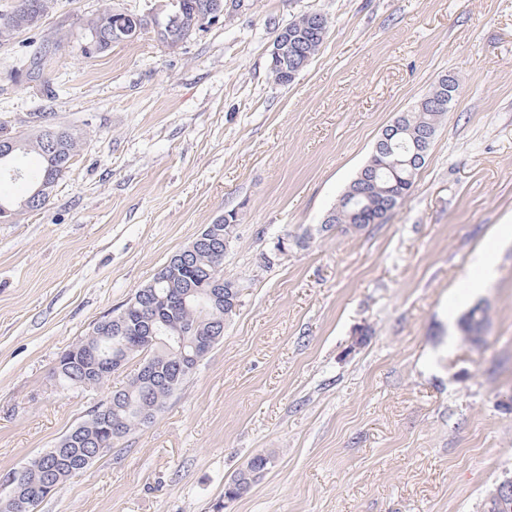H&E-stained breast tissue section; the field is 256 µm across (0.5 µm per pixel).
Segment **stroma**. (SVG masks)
<instances>
[{"label":"stroma","instance_id":"stroma-1","mask_svg":"<svg viewBox=\"0 0 512 512\" xmlns=\"http://www.w3.org/2000/svg\"><path fill=\"white\" fill-rule=\"evenodd\" d=\"M153 4L52 0L0 39V125L80 137L45 206L0 221V494L138 366L68 391L60 355L233 212L224 274L243 290L223 339L38 512H484L512 474V239L486 288L466 285L512 225V0H247L175 47L148 26L85 53L88 19ZM309 12L327 36L274 84L276 30ZM448 75L458 93L401 205L322 230L383 130ZM258 453L268 470L225 501Z\"/></svg>","mask_w":512,"mask_h":512}]
</instances>
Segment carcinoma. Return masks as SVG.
Segmentation results:
<instances>
[{
  "label": "carcinoma",
  "instance_id": "cac0c4a2",
  "mask_svg": "<svg viewBox=\"0 0 512 512\" xmlns=\"http://www.w3.org/2000/svg\"><path fill=\"white\" fill-rule=\"evenodd\" d=\"M50 0H17L11 10L0 13V38L16 33L14 24L28 21V6L34 4L39 16L49 9ZM445 113L430 107L414 108L403 118L393 137L391 153L381 155L372 152L360 173L341 194L332 212L336 213V225L346 229L361 230L369 224H381L404 199L414 185L419 167L409 161L418 151L428 152ZM0 138L9 142L13 151L6 159L0 158V177L5 175L4 162L16 166L18 160L30 153L39 158V167L29 174L31 189L19 201L0 197V207L11 212L31 205L40 209L46 202L55 182L69 167L77 152L79 137L64 125L30 126L25 136H13L0 127ZM171 257L153 280L144 286L158 300L159 317L150 320L140 318L131 309L126 310L124 326L116 327L112 318L95 325L87 337L76 347L90 348L99 353L102 364L109 365L114 359L128 362L144 355L143 363L154 373L151 380L130 379L127 387L112 394L104 418L112 425V435L100 432L101 425L91 422L84 431L77 433L66 449L59 453L46 451L35 458L15 476L23 490L24 499L33 496L38 501L46 498L44 487L50 483L62 485L71 471L82 469L81 461L87 449L99 446L110 451L120 439L148 424L164 409L167 401L198 368L195 343L213 323L231 316L234 311L224 306V257L202 249L193 263L176 266ZM154 331L158 342L145 344L140 337ZM81 375L80 367L66 366L60 369L58 383L72 389ZM270 456L255 455L239 469L228 482L224 495L234 500L248 493L260 474L268 469Z\"/></svg>",
  "mask_w": 512,
  "mask_h": 512
}]
</instances>
